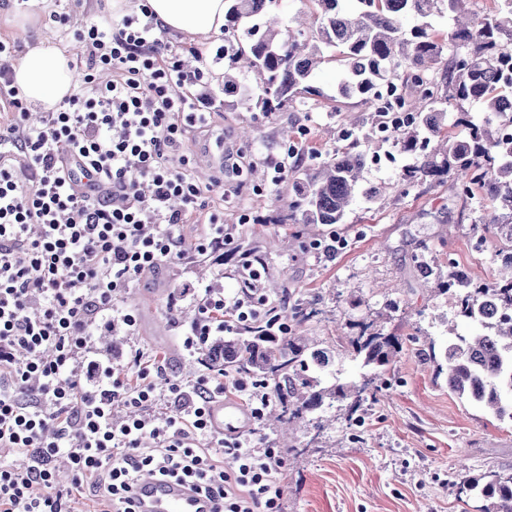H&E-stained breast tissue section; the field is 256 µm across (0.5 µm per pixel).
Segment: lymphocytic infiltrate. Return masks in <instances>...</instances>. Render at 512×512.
<instances>
[{
    "mask_svg": "<svg viewBox=\"0 0 512 512\" xmlns=\"http://www.w3.org/2000/svg\"><path fill=\"white\" fill-rule=\"evenodd\" d=\"M76 37L88 48L83 82L36 127L12 84L14 47L0 41V512H78L87 491L112 512H136L145 473L194 486L219 512H281L277 449L217 438L208 424L223 379L181 385L142 353L130 366L96 356L93 326L133 335L137 318L117 298L183 258L179 227L205 213L203 187L169 152L184 127H207L213 105L203 71L163 49L146 0L116 29ZM74 155L92 182L73 175ZM239 276L231 295L180 285L194 309L189 354L261 315L260 268L242 261Z\"/></svg>",
    "mask_w": 512,
    "mask_h": 512,
    "instance_id": "f902f5d3",
    "label": "lymphocytic infiltrate"
}]
</instances>
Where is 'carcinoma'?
<instances>
[{"mask_svg": "<svg viewBox=\"0 0 512 512\" xmlns=\"http://www.w3.org/2000/svg\"><path fill=\"white\" fill-rule=\"evenodd\" d=\"M274 0H228L224 32L237 39L224 68V99L220 105L251 102L271 115L313 94L309 85L314 69L323 59V48L338 50L342 68L340 94L360 97L373 109L377 122L390 110L411 113V121L386 134L416 162L404 177L410 186L450 174L460 192L478 193L506 214L507 222H492L486 230L504 235L512 243V138L502 134V125L512 124V0H495V7L461 15L449 44L448 81L436 83L427 72L441 58L443 45L428 27V19L446 2L455 9L460 0H309L305 19L290 22L273 18L238 34L242 21L265 13ZM415 24L407 29L404 21ZM257 73L259 82L244 88L233 71L239 62ZM406 67L415 95L403 94L384 107L378 97L386 86H397L396 72ZM479 100L490 118L476 123L458 109L454 126L465 129L460 136L445 124V105ZM354 123L346 129L350 147L327 154L317 161L316 171L297 183L295 208L302 224H341L355 198L369 153L358 149ZM507 276L485 286L473 283L464 268L448 270V279L437 280L458 298V316L479 325L481 331L458 336L448 342L444 363H436V374L446 373L448 390L472 400L502 420H512V318L498 312L512 310V264H502ZM316 311L304 303L283 307L239 328L207 349L200 361L212 369L233 372L242 380L258 379L273 395L271 416L277 426L290 429L307 423L323 428L314 413L335 403L344 407L349 422L367 399L377 400L378 382L397 353L394 336H386L374 323L358 324L359 333L347 346L362 357L358 381L339 378L323 384L307 375L311 366L333 363L334 355L315 349L308 339L292 332L310 321ZM468 496L492 501V512H512V471L492 472L461 481Z\"/></svg>", "mask_w": 512, "mask_h": 512, "instance_id": "cac0c4a2", "label": "carcinoma"}]
</instances>
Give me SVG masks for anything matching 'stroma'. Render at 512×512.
Segmentation results:
<instances>
[{
  "label": "stroma",
  "instance_id": "obj_1",
  "mask_svg": "<svg viewBox=\"0 0 512 512\" xmlns=\"http://www.w3.org/2000/svg\"><path fill=\"white\" fill-rule=\"evenodd\" d=\"M55 10L69 15V23L53 22ZM29 17L51 26L59 43L71 50V66L78 71L88 51L74 36L76 26L114 19L106 0H28L26 6H13L11 17H0V40L19 53L25 43L11 21ZM164 39L182 53L198 51L209 85L220 86L224 63L215 51L226 44L225 35L199 39L168 31ZM334 54V49H324L312 80L316 94L310 99L269 116L243 106L217 108L206 130L186 128L170 163L190 159L197 180L208 188V207L223 209L234 240L224 248L223 265H214L192 250L206 229L202 218L188 219L180 230L188 250L185 259L145 272L118 299L119 307L136 314L138 326L113 355L124 362L138 350L158 357L165 378L177 383L191 384L206 375V368L183 347L189 308L174 287L191 280L235 293L242 253L260 252L266 257L263 302L270 307L298 299L313 302L318 314L302 330L335 351L332 369L340 378L356 380L362 373L361 358L340 349L359 322L374 321L400 342L385 373L390 387L378 401L362 405V431H355L344 410L334 406L323 409L320 437L302 456L280 449L285 464L282 512H486L487 500L458 497L451 477L512 467V421L495 419L480 405L458 399L445 378L436 376L430 350H444L449 337L471 335L477 326L458 317L454 292L438 291L421 269L444 275L455 264L475 281L491 283L502 241L487 234L479 252L471 243L494 210L480 196L458 194L449 178L400 188L414 157L373 137V117L365 103L338 95L340 69ZM349 118L360 136L368 138L371 152L396 156L397 162L366 166L361 184L365 192L374 190V197H356L343 223L319 224L305 233L290 218L296 199L293 182L298 172L312 168V155L342 146ZM288 139L303 148L304 157L287 180L274 186L269 162L283 157ZM219 142L225 154L247 161V172L237 176L209 165L207 151ZM246 213L263 216V223L243 222ZM333 233L344 239V247L331 257L314 254L313 240ZM283 283L288 286L284 293L278 290Z\"/></svg>",
  "mask_w": 512,
  "mask_h": 512
}]
</instances>
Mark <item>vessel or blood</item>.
Masks as SVG:
<instances>
[{
  "label": "vessel or blood",
  "mask_w": 512,
  "mask_h": 512,
  "mask_svg": "<svg viewBox=\"0 0 512 512\" xmlns=\"http://www.w3.org/2000/svg\"><path fill=\"white\" fill-rule=\"evenodd\" d=\"M210 418L215 433L234 435L241 431L243 417L239 409L224 399H215ZM141 512H216L213 498L198 495L186 485L142 477L135 487Z\"/></svg>",
  "instance_id": "b4317fda"
}]
</instances>
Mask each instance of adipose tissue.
<instances>
[{
	"mask_svg": "<svg viewBox=\"0 0 512 512\" xmlns=\"http://www.w3.org/2000/svg\"><path fill=\"white\" fill-rule=\"evenodd\" d=\"M148 5L162 28L170 31L208 36L224 25L226 0H148ZM76 81L67 48L48 32L37 35L13 65L14 86L37 112L55 111Z\"/></svg>",
	"mask_w": 512,
	"mask_h": 512,
	"instance_id": "1",
	"label": "adipose tissue"
}]
</instances>
